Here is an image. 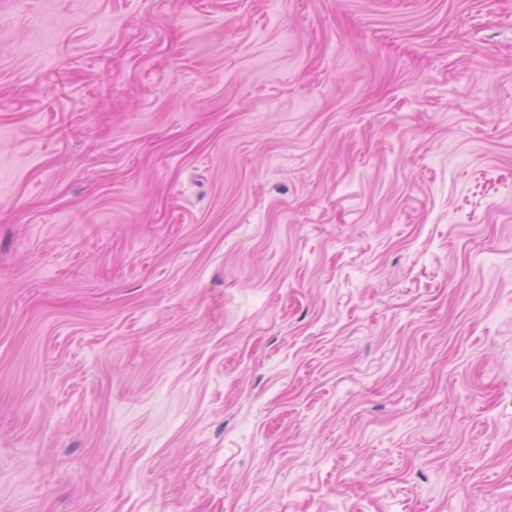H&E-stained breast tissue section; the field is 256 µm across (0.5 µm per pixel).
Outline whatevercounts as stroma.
I'll return each mask as SVG.
<instances>
[{"mask_svg": "<svg viewBox=\"0 0 512 512\" xmlns=\"http://www.w3.org/2000/svg\"><path fill=\"white\" fill-rule=\"evenodd\" d=\"M0 512H512V0H0Z\"/></svg>", "mask_w": 512, "mask_h": 512, "instance_id": "obj_1", "label": "stroma"}]
</instances>
